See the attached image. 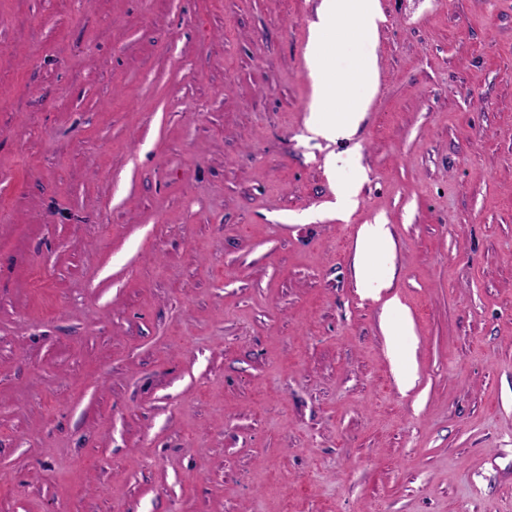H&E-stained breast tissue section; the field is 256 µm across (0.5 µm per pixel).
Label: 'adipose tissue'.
<instances>
[{"instance_id":"adipose-tissue-1","label":"adipose tissue","mask_w":512,"mask_h":512,"mask_svg":"<svg viewBox=\"0 0 512 512\" xmlns=\"http://www.w3.org/2000/svg\"><path fill=\"white\" fill-rule=\"evenodd\" d=\"M321 19L312 47L319 90L315 109L319 112L325 111L337 97L339 84H346L356 91L370 88L375 78V60L368 51L361 54L351 73L337 77L333 62L325 52L328 34L346 19L355 20L362 31L374 32L378 15L372 7V0H322Z\"/></svg>"}]
</instances>
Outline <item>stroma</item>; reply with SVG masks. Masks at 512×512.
I'll return each instance as SVG.
<instances>
[{
	"instance_id": "35a3bbf8",
	"label": "stroma",
	"mask_w": 512,
	"mask_h": 512,
	"mask_svg": "<svg viewBox=\"0 0 512 512\" xmlns=\"http://www.w3.org/2000/svg\"><path fill=\"white\" fill-rule=\"evenodd\" d=\"M320 2L0 0V512H512V0L344 21L339 138ZM371 0H322L321 19L313 41L312 54L318 75V97L315 112H325L326 107L338 95L336 71L330 57L325 53L328 34L346 19H354L365 33L376 30L378 15ZM345 84L351 89H367L375 78V60L371 50L364 51L356 68L349 74H341ZM362 99L353 96L350 102L341 110H336V117L321 124L319 131L325 135L344 136L353 133L356 129L359 113L362 112ZM363 241V260L370 255L372 259L377 257L381 249L387 243V233L381 224H369L364 227L362 234ZM361 261L360 268H363L364 261Z\"/></svg>"
}]
</instances>
